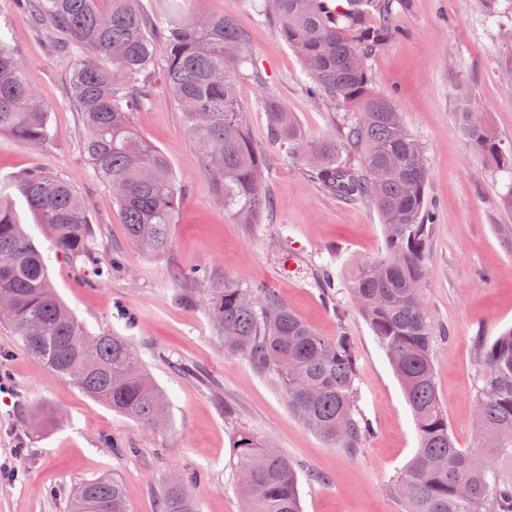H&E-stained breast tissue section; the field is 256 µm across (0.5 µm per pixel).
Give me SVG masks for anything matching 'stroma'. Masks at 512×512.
<instances>
[{
	"mask_svg": "<svg viewBox=\"0 0 512 512\" xmlns=\"http://www.w3.org/2000/svg\"><path fill=\"white\" fill-rule=\"evenodd\" d=\"M261 0H187L195 17H232L246 38L239 80L252 143L266 168L269 209L256 224L225 212L215 181L188 141L183 116L162 86L133 115L139 132L162 150L185 199L175 215L169 252L146 258L128 243L102 183L80 149L81 123L68 98V40L34 25L13 0H0V24L55 138L30 149L0 134V176L49 169L84 196L93 247L120 256L125 271L89 285V272L57 257L49 236L24 204L17 219L47 260L59 296L94 334L126 336L163 392L167 426L150 432L88 398L71 381L20 351L0 324V464L21 459L16 482H0V512H68V494L104 472L125 480L132 512H160L170 482L193 479L198 512H243L233 445L247 430L270 441L297 468L302 512H407L397 479L418 448L402 388L346 286L356 259L385 251L372 205L345 201L309 180L288 147L268 134L262 102L284 100L305 134L339 139L354 115L306 94L300 58L280 36ZM391 30L367 61L374 89L390 97L409 133L426 149L433 216L423 297L437 336L434 369L449 428L464 448L477 445L474 399L476 336L512 326V210L501 197L512 173L489 166L458 132L461 104L496 139L512 147V0H393ZM206 269L210 284L175 281L176 272ZM233 282L271 289L321 336H351L357 356L355 404L370 426L357 451L333 447L288 407L276 378L225 352L210 321L211 285ZM37 407L62 410L58 427L37 428Z\"/></svg>",
	"mask_w": 512,
	"mask_h": 512,
	"instance_id": "1",
	"label": "stroma"
}]
</instances>
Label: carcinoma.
<instances>
[{
	"label": "carcinoma",
	"mask_w": 512,
	"mask_h": 512,
	"mask_svg": "<svg viewBox=\"0 0 512 512\" xmlns=\"http://www.w3.org/2000/svg\"><path fill=\"white\" fill-rule=\"evenodd\" d=\"M37 24L71 38L75 63L69 99L80 112V148L112 192L126 236L147 258L170 248L172 224L185 197L167 155L135 129L132 114L151 85L156 43L138 0H22ZM309 78L308 97L330 100L357 116L340 141L309 138L275 95L262 108L271 138L288 142L290 159H305L310 180L345 200L367 198L384 228L386 252L351 270L347 288L403 388L419 448L396 489L409 512H512V327L475 342L477 448L457 445L437 393L434 326L421 288L431 232L423 147L391 101L378 94L365 66L389 30L390 0H264ZM159 36L167 52L162 82L181 110L189 141L217 180L224 209L252 224L269 202L264 164L255 151L237 91L247 63L244 36L225 15L195 20L180 0H165ZM469 148L498 169H512V149L493 138L474 113L459 112ZM31 148L53 142L50 112L0 29V134ZM36 216L56 251L92 266L90 213L65 177L34 169L0 179V322L19 347L84 394L148 429L166 422V399L133 345L115 333L91 334L56 293L37 246L19 224L14 197ZM211 314L224 350L274 373L288 407L325 442L356 449L366 427L357 418V360L346 334L329 340L268 290L233 283L213 296ZM245 512H301L298 475L288 458L249 431L234 441ZM70 512H130L125 481L101 474L76 487ZM162 512H197L184 483L164 490Z\"/></svg>",
	"instance_id": "1"
}]
</instances>
